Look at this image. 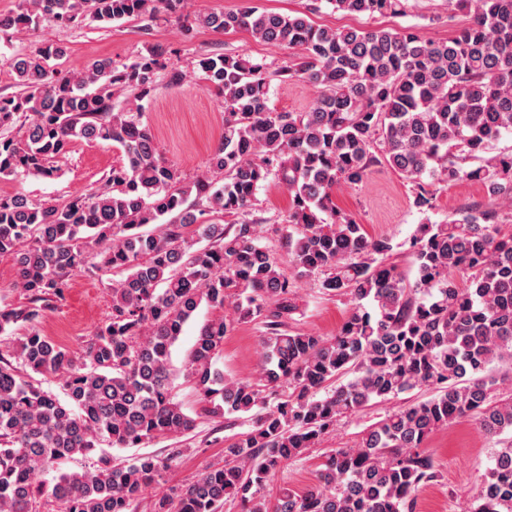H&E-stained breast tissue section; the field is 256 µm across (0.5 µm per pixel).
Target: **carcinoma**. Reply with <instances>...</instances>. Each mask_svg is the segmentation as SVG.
I'll use <instances>...</instances> for the list:
<instances>
[{
  "instance_id": "obj_1",
  "label": "carcinoma",
  "mask_w": 512,
  "mask_h": 512,
  "mask_svg": "<svg viewBox=\"0 0 512 512\" xmlns=\"http://www.w3.org/2000/svg\"><path fill=\"white\" fill-rule=\"evenodd\" d=\"M353 14L402 15L405 0H326ZM470 24L445 41L381 28L332 30L309 16L256 7L192 16L185 0H20L0 14V32L42 22L79 25L146 17L196 28L244 29L256 38L304 49L282 69L321 89L307 112L269 107L263 63L242 55L198 60L204 86L224 99V132L211 168L224 183H181L162 160L139 113L115 112L112 89L151 96L168 50L148 46L130 65L97 60L63 75L49 61L65 50L44 43L9 58L22 87L0 95V178H52L75 141L112 142L125 162L105 186L63 203L0 196V258L16 266L25 308H0V336H18L20 366L0 356V512H37L46 495L63 512H128L168 468L142 454L127 465L102 457L80 471L56 469L107 443L135 447L183 436L195 419L172 393V347L200 305L218 312L203 325L186 366L213 418L251 414V428L224 448V464L199 473L177 503L157 499L151 512H415L418 492L438 478L425 441L449 422L471 417L502 437L468 512H512V397L496 401L498 375L512 370V234L493 208H467L446 224H421L411 241L416 278L409 282L381 258L391 240L370 238L336 207L344 181L362 182L387 163L411 184L413 205L434 207L426 179L450 185L469 178L512 205V154L482 157L512 134V0H455ZM22 138L6 133L15 125ZM482 164L466 168L470 160ZM275 174L291 199L285 225L288 261L299 278L322 276L345 295L349 315L336 335L282 329L296 310L293 282L259 244L248 219L261 183ZM206 202L203 209L190 196ZM214 212L231 228L200 224ZM159 225L156 233L140 228ZM208 245H202V242ZM99 257L102 271L125 273L110 284L112 316L79 358L33 322L67 279ZM263 318L259 382L233 380L217 366L229 322ZM25 330L20 335L18 331ZM62 382L61 401L33 375ZM431 388L422 401L389 410L354 447L333 448L312 484L283 488L269 507L267 479L318 445L336 421L370 403Z\"/></svg>"
}]
</instances>
